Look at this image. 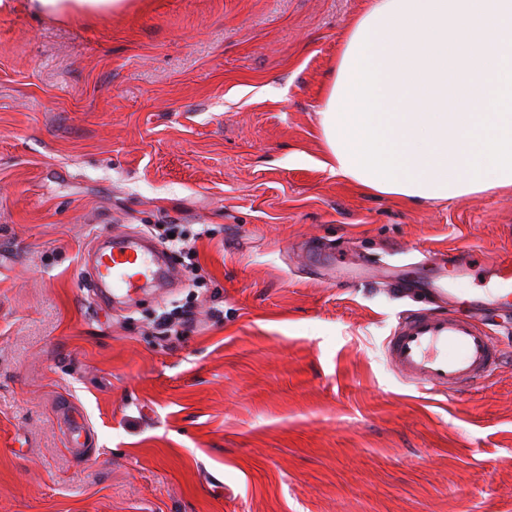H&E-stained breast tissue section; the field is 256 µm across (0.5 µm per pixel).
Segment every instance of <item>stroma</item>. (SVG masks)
<instances>
[{"instance_id":"obj_1","label":"stroma","mask_w":512,"mask_h":512,"mask_svg":"<svg viewBox=\"0 0 512 512\" xmlns=\"http://www.w3.org/2000/svg\"><path fill=\"white\" fill-rule=\"evenodd\" d=\"M368 3L0 11V512H512V314H479L504 359L475 391L384 353L454 304L402 295L422 253L512 254V187L415 205L321 165ZM162 224L175 278L96 300L95 237Z\"/></svg>"}]
</instances>
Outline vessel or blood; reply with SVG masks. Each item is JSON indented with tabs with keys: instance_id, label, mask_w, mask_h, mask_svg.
<instances>
[{
	"instance_id": "obj_1",
	"label": "vessel or blood",
	"mask_w": 512,
	"mask_h": 512,
	"mask_svg": "<svg viewBox=\"0 0 512 512\" xmlns=\"http://www.w3.org/2000/svg\"><path fill=\"white\" fill-rule=\"evenodd\" d=\"M475 254L449 256L433 253L426 264L440 270L469 273ZM500 291L495 306L512 312V258L496 263ZM101 288L112 292L132 287L140 280L159 275L153 256L133 242L104 237L91 267ZM386 358L389 366L408 381L429 393L472 390L484 382L500 361V353L489 334L473 315L421 313L407 317L390 336Z\"/></svg>"
}]
</instances>
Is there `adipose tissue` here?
Wrapping results in <instances>:
<instances>
[{
  "instance_id": "1",
  "label": "adipose tissue",
  "mask_w": 512,
  "mask_h": 512,
  "mask_svg": "<svg viewBox=\"0 0 512 512\" xmlns=\"http://www.w3.org/2000/svg\"><path fill=\"white\" fill-rule=\"evenodd\" d=\"M93 18L130 0H29ZM333 175L416 204L512 186V0H373L319 112Z\"/></svg>"
}]
</instances>
